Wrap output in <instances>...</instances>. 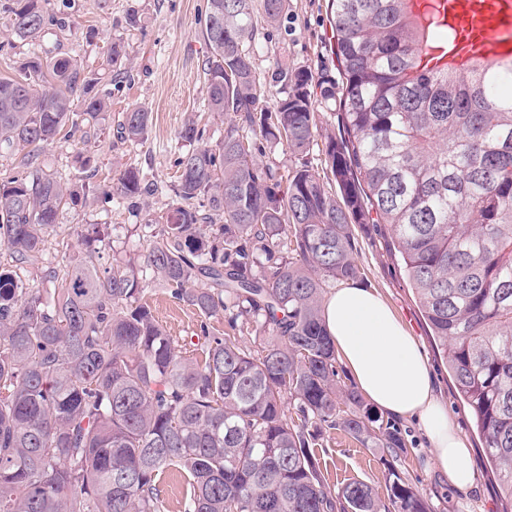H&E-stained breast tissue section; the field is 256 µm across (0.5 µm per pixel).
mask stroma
Masks as SVG:
<instances>
[{
    "instance_id": "obj_1",
    "label": "stroma",
    "mask_w": 512,
    "mask_h": 512,
    "mask_svg": "<svg viewBox=\"0 0 512 512\" xmlns=\"http://www.w3.org/2000/svg\"><path fill=\"white\" fill-rule=\"evenodd\" d=\"M255 39L251 43L253 64L259 80L269 85L272 95L265 102L273 109L281 87L274 81L282 69L311 72V100L317 132L306 153H293L282 144L250 136L257 164L270 170L278 181L306 165L328 178L324 164L327 137L342 136L334 100L324 92L338 79L335 40L330 26L329 0H288L275 23L263 15V0H252ZM50 17L65 21L66 29L52 28L42 42L44 49L79 59L90 71L105 73V58L113 40H123L132 65L112 76V110L104 122L88 127L69 140H60L40 150L41 165L55 169L63 180H82L96 188L116 179L122 169L134 166L157 187L149 200L130 198L117 203L79 205L60 213L61 232L97 225L107 240L100 250L102 264L123 259L142 264L158 225L153 214L165 210L175 199L172 186L177 176V159L188 151L178 132L187 118H201L206 126L203 144L217 148L224 137L225 120L209 111L206 100L204 62L210 54L204 38L207 0H45ZM136 13V24H128V13ZM140 106L151 112L147 137L130 143L119 138L125 112ZM92 156L90 171L79 168L76 158ZM385 225L357 224L353 227V256L360 268L357 284L375 289L396 317L418 340L427 358L435 396L447 408L458 431L472 450L476 480L472 487L452 486L437 465L425 431L416 420L395 419L394 425L407 443V453L393 459L387 449L372 448L339 430H327L318 439L316 453L329 486L362 480L384 491L389 470H396L412 483L434 512H503L497 483L487 473L478 437L472 431V416L463 405L448 375L444 361L429 336L418 303L407 285L402 269L389 248ZM145 300L155 318L165 327L183 356H194V346L203 331L222 335L225 317L204 318L192 306L174 299L153 281H146Z\"/></svg>"
}]
</instances>
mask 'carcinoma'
I'll return each mask as SVG.
<instances>
[{
    "label": "carcinoma",
    "instance_id": "carcinoma-1",
    "mask_svg": "<svg viewBox=\"0 0 512 512\" xmlns=\"http://www.w3.org/2000/svg\"><path fill=\"white\" fill-rule=\"evenodd\" d=\"M285 7L264 0L266 21ZM430 8L446 13L448 0H331L344 135L327 138L325 162L336 195L306 165L282 190L256 163L246 127L294 153L309 148L311 79L280 71L289 91L274 111L260 107L270 89L247 47L251 0H208L207 104L227 117L224 140L178 158L175 203L152 219L160 229L144 257L153 281L202 315L233 311L199 359L180 355L142 302L134 263L102 268L92 243L77 251L57 231L86 187L33 162L105 116L112 91L72 57L36 49L0 78V152L22 168L0 178V512H165L160 485L173 468L182 512H432L395 471L385 502L362 481L326 486L311 451L324 427L406 451L338 380L323 319L325 283L360 274L355 224L388 226L512 502V60L457 59L456 32ZM5 9L22 41H41L52 23L41 0ZM129 61L113 42L107 67ZM150 123L132 108L120 139H143ZM152 192L132 166L100 189L111 200ZM51 238L68 257L61 272L43 265ZM251 322L270 335L257 350L239 336Z\"/></svg>",
    "mask_w": 512,
    "mask_h": 512
}]
</instances>
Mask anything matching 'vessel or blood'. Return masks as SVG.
I'll use <instances>...</instances> for the list:
<instances>
[{
  "label": "vessel or blood",
  "instance_id": "b4317fda",
  "mask_svg": "<svg viewBox=\"0 0 512 512\" xmlns=\"http://www.w3.org/2000/svg\"><path fill=\"white\" fill-rule=\"evenodd\" d=\"M456 51L493 61L512 50V0H452Z\"/></svg>",
  "mask_w": 512,
  "mask_h": 512
}]
</instances>
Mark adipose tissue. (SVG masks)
Returning <instances> with one entry per match:
<instances>
[{"label": "adipose tissue", "instance_id": "adipose-tissue-1", "mask_svg": "<svg viewBox=\"0 0 512 512\" xmlns=\"http://www.w3.org/2000/svg\"><path fill=\"white\" fill-rule=\"evenodd\" d=\"M327 331L358 390L379 411L417 419L454 487L475 482L471 451L436 398L418 342L374 290L353 283L323 302Z\"/></svg>", "mask_w": 512, "mask_h": 512}]
</instances>
